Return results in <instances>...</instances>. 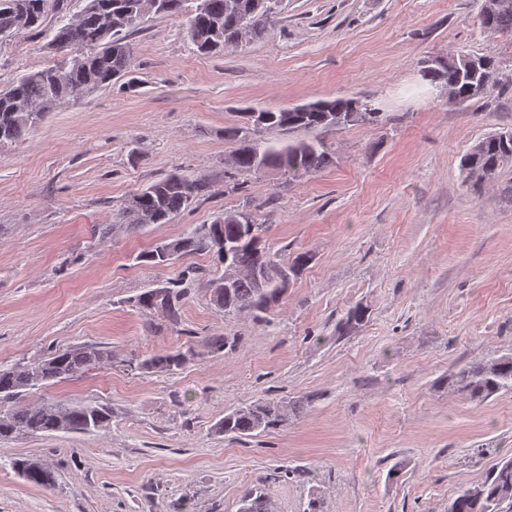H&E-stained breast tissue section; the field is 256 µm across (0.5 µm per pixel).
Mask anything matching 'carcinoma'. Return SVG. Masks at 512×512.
<instances>
[{
  "instance_id": "1",
  "label": "carcinoma",
  "mask_w": 512,
  "mask_h": 512,
  "mask_svg": "<svg viewBox=\"0 0 512 512\" xmlns=\"http://www.w3.org/2000/svg\"><path fill=\"white\" fill-rule=\"evenodd\" d=\"M160 9H151L154 2ZM76 13L63 11L64 0H0V38L20 30H39L49 14L59 15L49 35L50 45L64 50L68 56L61 64L20 78L9 90L0 92V146L17 140L34 130L35 121L28 107L55 105L76 91L91 93L114 85L122 77V86L135 87L131 73V47L127 38L139 28L142 19L153 16L188 15V37L193 51L208 57L226 48H238L263 38L275 23L280 9L275 8L260 24L249 25L246 5L249 0H82ZM500 6L480 13L481 24L493 33L512 36V0H498ZM476 72L468 74L452 59L442 58L423 69V77L439 89L455 94L464 103L486 95L498 85L497 64L487 56L478 57ZM486 88L475 89L481 82ZM309 112L292 107L266 108L240 113L241 123L224 129V137L232 141L231 166L224 177L240 186L248 177L259 173L260 163L279 171L286 181L300 182L332 162L325 143L314 136L341 128L331 113L360 112L363 120L378 121L379 113L366 102L352 99L321 100ZM264 117V129L289 135L296 131L309 137L293 141L269 140L249 132L252 114ZM512 158V141L502 142L492 134L475 142L462 159L464 182L474 191L494 181ZM208 184L174 173L138 193L127 197L121 207V223L132 227L166 224L180 211L191 207L203 196ZM253 225L247 234L243 225ZM262 225L244 210L224 213L211 224H197L182 237L170 241L176 256L201 251L215 253L226 266L264 271V276L244 275L233 278L222 288L212 289L213 301L224 308V314L266 312L287 289L283 272L297 276L312 260L307 252H299L282 262L278 253L260 244ZM181 291L176 288L151 289L141 294L137 303L149 310L161 311L177 318ZM112 360L106 347L83 346L59 351L40 361L0 369V439L19 436H49L58 432L91 434L107 428L112 421V408L106 404L62 403L44 401L31 406L26 397L73 376L87 366ZM148 369L170 371L181 365L178 354H156L140 362ZM448 388L473 400H485L503 389H512V356L479 360L448 376ZM288 404L265 401L242 406L224 416L221 429L238 437L251 436L286 424ZM37 458L23 457L13 461L12 468L28 484L51 489L55 486L52 470L36 465ZM239 512H269L267 500L248 493ZM448 512H512V460L496 464L478 483L461 488L448 504Z\"/></svg>"
}]
</instances>
